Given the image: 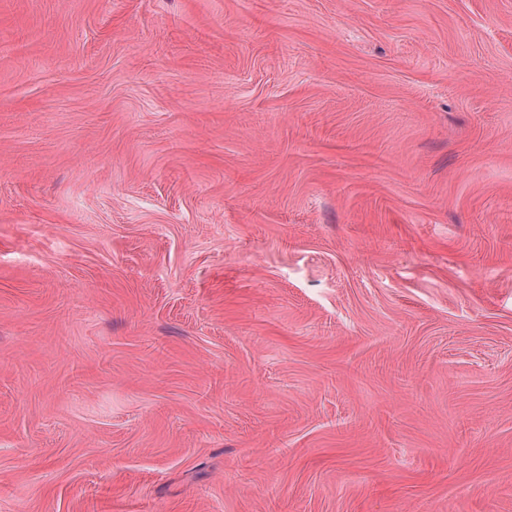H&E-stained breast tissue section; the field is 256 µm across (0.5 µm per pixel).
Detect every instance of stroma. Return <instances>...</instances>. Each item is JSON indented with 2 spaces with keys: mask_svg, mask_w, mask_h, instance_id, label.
<instances>
[{
  "mask_svg": "<svg viewBox=\"0 0 512 512\" xmlns=\"http://www.w3.org/2000/svg\"><path fill=\"white\" fill-rule=\"evenodd\" d=\"M0 512H512V0H0Z\"/></svg>",
  "mask_w": 512,
  "mask_h": 512,
  "instance_id": "1",
  "label": "stroma"
}]
</instances>
